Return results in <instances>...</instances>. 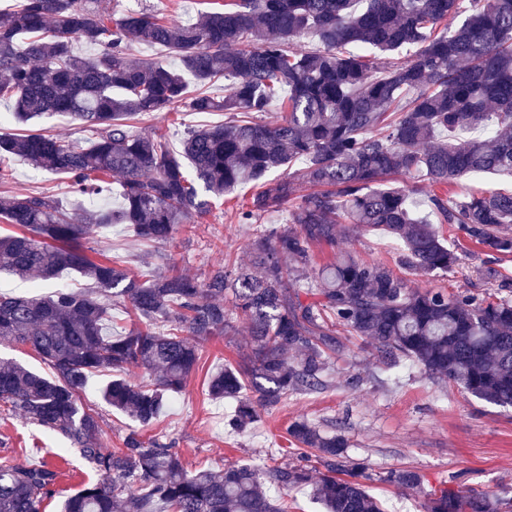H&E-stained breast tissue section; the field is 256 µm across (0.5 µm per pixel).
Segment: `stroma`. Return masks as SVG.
Listing matches in <instances>:
<instances>
[{
  "label": "stroma",
  "mask_w": 512,
  "mask_h": 512,
  "mask_svg": "<svg viewBox=\"0 0 512 512\" xmlns=\"http://www.w3.org/2000/svg\"><path fill=\"white\" fill-rule=\"evenodd\" d=\"M100 6L115 19L147 8L164 20L185 22L197 20L202 12L223 8L224 0H100ZM223 121L221 112H193L179 103L170 112L140 117L133 129L139 134L164 136L177 152L186 129ZM11 169L8 185L0 184V196L42 193L61 208L73 209L67 175L39 171L20 158L12 159ZM227 209L224 200H212L205 213L193 214L174 239L160 247L140 241L125 224L112 225L100 235L83 239L82 244L91 257L117 259L139 275L151 269L164 271L173 264L201 279L225 257L249 258L253 226L238 223ZM443 233L463 264L461 269L441 276L406 269L400 263L399 242L380 228L350 236L342 247L359 259L384 264L405 275L422 290L478 294L490 286L485 274L491 267L499 271L504 282L512 284V258L493 259L456 228L444 227ZM235 325L237 335L221 334L206 343L199 371L170 398L155 425L139 427L103 401L101 390L113 379L112 371L92 375L80 399L99 416L102 445L122 447L125 436L136 429L143 438L173 442L184 466L191 470H217L228 463L245 462L260 449L267 452L266 463L277 466L290 460L286 453L289 425L308 419L325 431L345 433L347 454L368 465L371 478L365 487L380 501L384 512H418L420 508L421 494L382 480L386 471L403 467L419 470L428 490L452 485L491 495H512V408L477 399L450 383L435 384L409 363L401 371L389 370L374 357L369 345L353 336L341 337V348L332 359L324 389L282 397L276 405L262 410L260 421L251 428L239 434L228 431L224 418L235 403L211 399L207 380L212 372L226 366H244L246 322L239 317ZM356 374L364 378L357 386L351 383ZM42 461L53 464L60 473L59 494L44 502L42 512H61L64 495L97 477L94 468L61 436L0 411V464Z\"/></svg>",
  "instance_id": "35a3bbf8"
}]
</instances>
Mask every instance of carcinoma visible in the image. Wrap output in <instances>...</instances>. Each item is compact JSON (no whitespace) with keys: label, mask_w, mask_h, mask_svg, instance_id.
<instances>
[{"label":"carcinoma","mask_w":512,"mask_h":512,"mask_svg":"<svg viewBox=\"0 0 512 512\" xmlns=\"http://www.w3.org/2000/svg\"><path fill=\"white\" fill-rule=\"evenodd\" d=\"M457 17L458 0H240L186 23L147 11L112 21L78 0L0 10V97L13 101L15 119L65 114L96 133L88 146L34 131L0 133V182L15 156L68 175L81 199L103 195L104 177L123 178L119 209L83 207L74 217L43 196L0 198V218L23 228L0 236V270L40 281L69 270L91 285L0 295V341L28 347L50 369L0 360V404L61 435L100 475L67 495L63 512H287L272 487H310L325 512H382L365 490L366 467L346 455L345 437L307 420L288 427L299 462L272 468L261 460L189 472L172 443L136 432L122 448L102 447L98 417L79 402L93 374L155 373L149 384L119 377L103 390L109 405L150 426L197 369L203 345L235 330V315L248 322L247 366L212 374L208 393L236 401L237 431L285 395L326 387L341 330L370 342L387 365L410 360L436 383L512 407V299L421 291L343 251L322 267L311 264L313 247L382 227L403 242L405 265L446 273L462 259L444 224L497 258L512 256V235L501 231L512 224V192L458 200L435 193L425 215L411 191L386 184L393 175L423 173L446 185L469 174H512V0H469L455 25ZM78 40L103 51L78 55ZM133 43L164 47L179 66L132 61ZM409 45L420 49L390 60ZM186 73L198 85L191 98ZM222 80L230 84L218 100L207 87ZM187 98L195 112L226 117L189 131L182 154L131 131L136 117ZM277 102L279 119L259 120ZM298 161L300 179H269ZM246 181L259 190L239 220L282 208L286 227L256 225L250 261L226 258L202 281L174 268L143 281L115 260L91 258L81 244L114 224L165 244L192 213L206 211L198 185L221 198ZM301 181L309 193L299 194ZM112 298L129 302L137 319L116 336L106 333ZM247 386L255 396L243 394ZM58 478L47 462L0 464V512H42ZM383 480L413 491L424 484L411 468ZM424 509L512 512V500L446 487L430 491Z\"/></svg>","instance_id":"obj_1"}]
</instances>
